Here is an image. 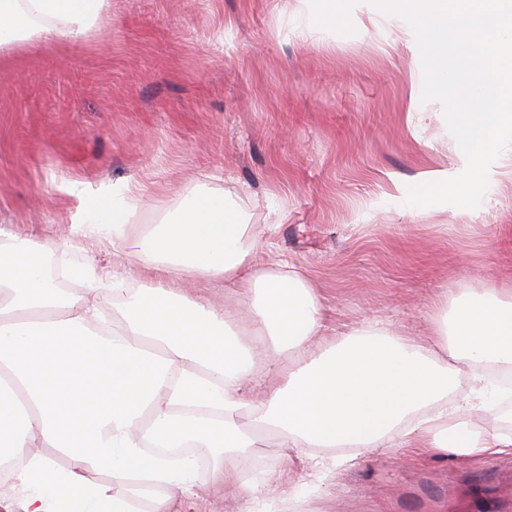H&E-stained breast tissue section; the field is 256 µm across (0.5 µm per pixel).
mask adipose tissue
I'll return each instance as SVG.
<instances>
[{
    "label": "adipose tissue",
    "instance_id": "adipose-tissue-1",
    "mask_svg": "<svg viewBox=\"0 0 512 512\" xmlns=\"http://www.w3.org/2000/svg\"><path fill=\"white\" fill-rule=\"evenodd\" d=\"M108 2L0 0V51L31 38L84 39L101 28ZM61 190L78 202L73 233L136 234L151 284L113 282L123 330L106 332L88 296L56 288L42 247L0 229V512H174L195 460L161 451L188 444L214 459L225 495L235 496L260 429L274 430L298 458L309 448H384L394 434L426 455L512 454V432L464 416L486 410L497 391L479 366L512 374L511 288L453 293L418 338L374 327L331 337L313 284L291 264L260 263L246 212L224 194L197 193L140 229L131 222L141 202L132 184L71 180ZM182 275L242 292V311L185 300L168 286ZM260 346L285 363L251 407L243 390ZM465 368L473 387L455 403L448 395ZM245 410L248 430L239 422Z\"/></svg>",
    "mask_w": 512,
    "mask_h": 512
}]
</instances>
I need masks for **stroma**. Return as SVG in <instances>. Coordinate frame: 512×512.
I'll return each mask as SVG.
<instances>
[{
	"label": "stroma",
	"instance_id": "1",
	"mask_svg": "<svg viewBox=\"0 0 512 512\" xmlns=\"http://www.w3.org/2000/svg\"><path fill=\"white\" fill-rule=\"evenodd\" d=\"M410 40L371 0H112L88 39L0 56V228L49 265L86 267L118 327L111 282L150 276L134 240L71 234L77 202L60 185H138L144 225L221 192L247 212L266 265L307 273L331 334L423 335L446 291L512 286V158L491 165L478 209L405 205L408 186L462 166L441 104L421 100ZM172 287L237 307L218 280ZM251 462L230 498L203 458L175 512H250L256 499L278 512L289 497L298 512H512V454L361 450L322 480L272 437Z\"/></svg>",
	"mask_w": 512,
	"mask_h": 512
}]
</instances>
